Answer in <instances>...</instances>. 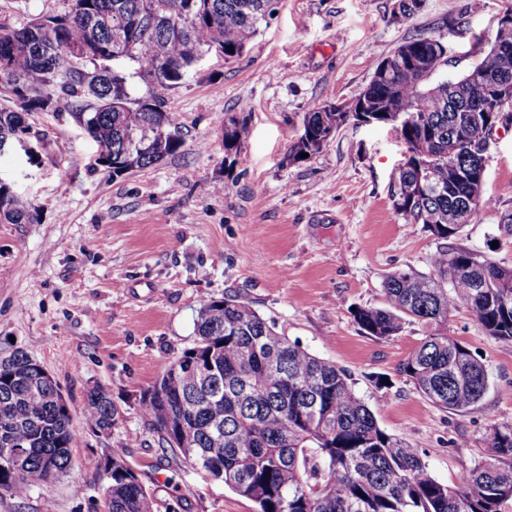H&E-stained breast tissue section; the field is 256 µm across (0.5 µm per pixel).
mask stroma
Returning <instances> with one entry per match:
<instances>
[{
  "label": "stroma",
  "mask_w": 512,
  "mask_h": 512,
  "mask_svg": "<svg viewBox=\"0 0 512 512\" xmlns=\"http://www.w3.org/2000/svg\"><path fill=\"white\" fill-rule=\"evenodd\" d=\"M395 0H280L233 62L217 53L163 96L182 145L159 163L112 176L70 112H31L23 142L0 155V179L36 205V224H0V357L22 350L52 376L77 440L65 473L16 495L0 512H103L104 457L136 469L154 512H253L251 501L192 468L143 416L142 392L196 343L203 300L249 302L302 348L345 369L381 428L416 445L429 473L451 486L485 459L488 425L512 424V344L486 336L468 309L448 334L480 353L482 401L458 413L426 400L400 368L426 333L405 325L388 340L365 334L357 307L384 304L383 279L430 273L445 245L405 223L390 200L407 157L388 125L343 126L303 162L289 149L306 112L355 100L384 54L416 34L447 43V70L464 71L473 35L493 38L501 0H421L407 19ZM69 0H0V24L22 28L62 14ZM247 119L234 164L224 122ZM485 191L498 203L469 224L463 247L512 268V129L498 132ZM120 410L111 432L86 425L89 389Z\"/></svg>",
  "instance_id": "35a3bbf8"
}]
</instances>
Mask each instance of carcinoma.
<instances>
[{"label": "carcinoma", "mask_w": 512, "mask_h": 512, "mask_svg": "<svg viewBox=\"0 0 512 512\" xmlns=\"http://www.w3.org/2000/svg\"><path fill=\"white\" fill-rule=\"evenodd\" d=\"M82 8L42 16L13 29L0 25V88L18 109H0V139L28 130L30 112L73 110L98 143L99 165L118 177L151 166L182 145L174 115L162 110L161 92L189 75L203 54L215 50L237 59L279 0H81ZM126 53L114 55L117 39ZM233 50H228V47ZM480 60L462 74L436 75L448 65L441 42L415 35L393 55L387 73L372 78L347 112L318 107L302 125L312 140L358 120L411 118L400 135L409 156L391 193L408 224H422L441 240H457L477 217L497 207L483 196L467 206L471 189L455 181L458 170L486 162L466 144L481 130H464L461 116L480 112L483 87L472 76L494 63L497 49L512 50V23L493 40L476 37ZM129 59L151 92L134 99L126 74L107 66ZM94 69L86 70V63ZM91 111H84V106ZM249 136L245 120L224 123V151L239 150ZM38 209L0 181V223L37 224ZM430 274L397 270L383 282L385 304L359 307L358 326L379 339L404 325L428 328L400 371L434 406L465 412L484 397L485 364L448 336V321L467 308L483 333L512 343V269L468 248L451 245L432 258ZM197 341L145 390L143 414L162 441L186 443L184 460L213 475L256 505V512H508L512 508V425L486 428L487 459L454 486L433 478L416 446L382 429L355 393L350 376L335 364L279 334L246 301L227 296L204 301L195 323ZM58 387L41 365L18 350L0 359V489L21 494L36 479L63 474L75 441L71 414L55 402ZM119 410L97 386L87 394L86 419L111 429ZM19 449L27 468H11ZM154 502L134 469L111 461L104 512H154Z\"/></svg>", "instance_id": "1"}]
</instances>
